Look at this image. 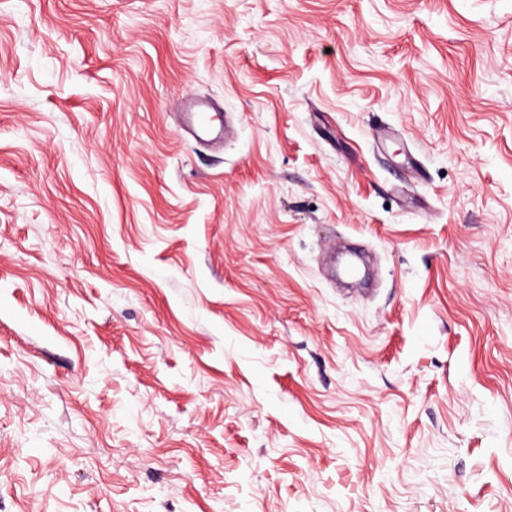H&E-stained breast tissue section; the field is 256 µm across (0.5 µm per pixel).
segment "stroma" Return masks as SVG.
<instances>
[{"mask_svg":"<svg viewBox=\"0 0 512 512\" xmlns=\"http://www.w3.org/2000/svg\"><path fill=\"white\" fill-rule=\"evenodd\" d=\"M0 512H512V0H0ZM189 123L194 133L198 136H210L213 134H223L222 126L217 127L214 120L206 112V108L202 104H197L194 109L189 112Z\"/></svg>","mask_w":512,"mask_h":512,"instance_id":"stroma-1","label":"stroma"}]
</instances>
